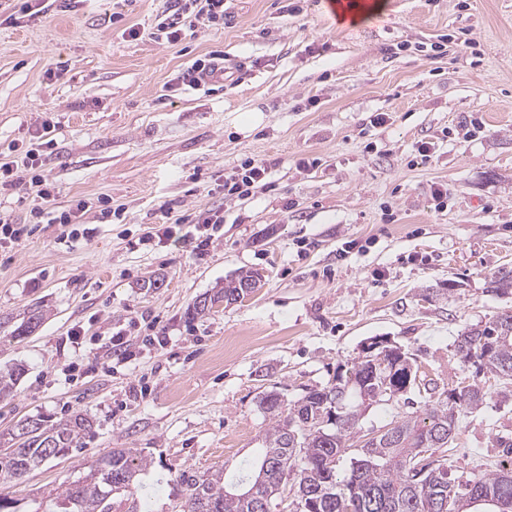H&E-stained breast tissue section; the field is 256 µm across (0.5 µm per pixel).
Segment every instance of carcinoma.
Instances as JSON below:
<instances>
[{
  "mask_svg": "<svg viewBox=\"0 0 512 512\" xmlns=\"http://www.w3.org/2000/svg\"><path fill=\"white\" fill-rule=\"evenodd\" d=\"M262 282L260 273L238 274L212 294L193 303L187 315L195 318L216 306H230L250 296V285ZM512 290V267L503 266L490 281V291ZM44 319L41 308H31L14 324L10 336L31 335ZM464 360L478 363V377L438 398L419 414H408L385 426L356 448L344 473L340 463L351 449L349 441L365 412V398L383 385V370L400 359L398 346L383 345L362 355L331 383L311 388L288 403L272 390L258 397L257 406L268 428L258 453L241 465L235 479L221 471L203 475L184 472L176 481L185 494L175 512H271L269 506L286 489L295 491L296 512H512V460L497 469L466 479L453 478L444 464L420 456L448 447L458 431L457 413L485 402L487 392L479 374L512 381V310L484 325L465 329L457 339ZM25 373L17 365L0 372V398L9 396ZM91 430V421L73 414L57 421L25 418L0 435V445L20 448L18 455L0 456V483L17 480L49 459L79 448ZM147 459L135 458L124 448L94 461L81 481L49 492L54 512H112V500L129 503L138 512L140 476L149 472Z\"/></svg>",
  "mask_w": 512,
  "mask_h": 512,
  "instance_id": "cac0c4a2",
  "label": "carcinoma"
}]
</instances>
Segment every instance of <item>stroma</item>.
<instances>
[{"instance_id":"stroma-1","label":"stroma","mask_w":512,"mask_h":512,"mask_svg":"<svg viewBox=\"0 0 512 512\" xmlns=\"http://www.w3.org/2000/svg\"><path fill=\"white\" fill-rule=\"evenodd\" d=\"M166 7L82 0L0 25V153L47 119L57 142L41 158L48 200L0 195V212L33 228L0 252V318L45 311L26 338L0 329V371L26 369L0 398V434L27 417L93 422L81 447L0 484L17 512H44L50 490L115 448L153 461L141 512H173L177 473L231 476L254 453L262 392L297 400L374 337L418 370L359 421V434L381 430L471 383L458 335L512 309L488 290L512 265V0H386L355 27L318 0H224L223 27L173 45L154 37ZM214 54L233 83H185ZM379 112L389 121L371 126ZM249 158L267 163L272 189L225 198V176ZM78 199V225L58 223ZM217 208L224 222L201 256L161 233ZM242 270L262 288L187 321ZM485 389L439 451L452 476L507 458L512 383Z\"/></svg>"}]
</instances>
